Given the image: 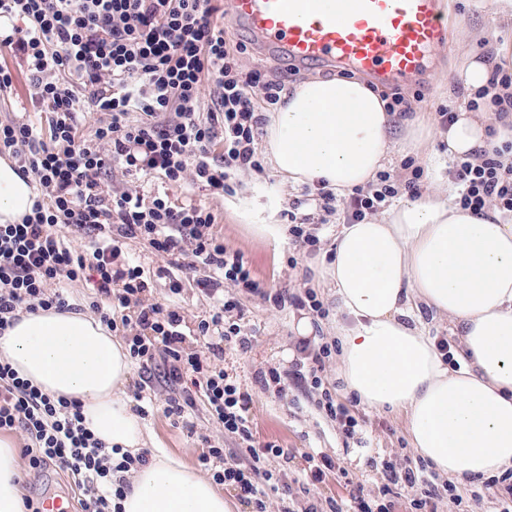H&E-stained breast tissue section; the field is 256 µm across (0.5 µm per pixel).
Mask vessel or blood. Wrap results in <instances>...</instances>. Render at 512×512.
Instances as JSON below:
<instances>
[{
  "mask_svg": "<svg viewBox=\"0 0 512 512\" xmlns=\"http://www.w3.org/2000/svg\"><path fill=\"white\" fill-rule=\"evenodd\" d=\"M231 21L267 55L383 84L422 75L448 34L439 0H232Z\"/></svg>",
  "mask_w": 512,
  "mask_h": 512,
  "instance_id": "obj_1",
  "label": "vessel or blood"
}]
</instances>
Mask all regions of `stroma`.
<instances>
[{"instance_id": "stroma-1", "label": "stroma", "mask_w": 512, "mask_h": 512, "mask_svg": "<svg viewBox=\"0 0 512 512\" xmlns=\"http://www.w3.org/2000/svg\"><path fill=\"white\" fill-rule=\"evenodd\" d=\"M462 22L484 30V37L474 44L473 50L488 61H495L501 45H512L511 26L494 22L489 13L476 9L474 0H454L448 14V40L434 54L427 81L404 83L395 88L383 86L380 94L388 99L396 91L408 97L421 92L439 104L455 107L466 104V93L461 85L455 84L453 74V55L462 37L458 25ZM245 63L263 68L268 78L281 80L289 89L308 78L333 79L344 73L338 66L330 69L291 66L253 51L246 56ZM1 64L14 68L16 74L12 95L0 98V119L24 111L36 126L47 127L49 115L32 105L29 80L25 73L16 70V60L10 51L0 49ZM111 185L118 192L160 195L178 205L192 203L210 210L215 217L213 233L243 255L256 279L263 284L265 292L261 295L225 285V293L236 296L243 309L241 332L248 336L249 342L246 347L225 350L220 366L250 396L249 420L256 439L284 448V455L271 458L269 465L284 476L293 498L302 504H315L319 512H329L334 501L347 507L356 490L368 495L384 484V473L372 467V459L392 456L400 469L417 460L404 418L356 404L353 410L363 421L360 437L345 440L336 422L318 409L319 390L298 385L295 380L296 365L305 357L303 338L297 330L301 318H308L311 334L323 336L329 342L336 339L339 319L336 297L333 289L321 282L320 275L345 222L342 211L311 210L320 246L314 251L299 250L293 247L290 238L270 236L257 229L258 224L269 218L278 224L287 223L288 211L304 190L303 185L285 182L272 166H265L260 173L239 172L233 180L232 193L223 196L214 194L206 184L189 179L168 182L117 173ZM179 278L180 294H170L167 282L159 280L151 282L149 296L171 301L191 325L208 316L213 301L200 290L198 273L185 269ZM309 290L322 302L324 315L293 305V297L305 295ZM271 367L282 375L281 389L263 388L258 381L261 372ZM164 372L165 365L161 362L148 370L132 366L125 387L127 395H134L139 388L146 395L141 419L146 426L148 445L167 448L194 467L199 466V457L207 444L235 450L234 441L225 438L223 428L211 418L204 405L188 410L181 422L167 415V400L172 390L164 381ZM319 451L344 458L350 471L349 481L338 480L330 472L321 483L311 484L304 456ZM20 485L23 495L33 502L55 494L69 502V512H80L79 493L69 475L58 467L51 465L36 471L28 462H21ZM456 486L463 496L462 505L443 499L437 501L435 512H495L497 488L480 480H460Z\"/></svg>"}]
</instances>
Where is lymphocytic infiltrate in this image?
<instances>
[{
	"label": "lymphocytic infiltrate",
	"instance_id": "lymphocytic-infiltrate-1",
	"mask_svg": "<svg viewBox=\"0 0 512 512\" xmlns=\"http://www.w3.org/2000/svg\"><path fill=\"white\" fill-rule=\"evenodd\" d=\"M214 0H0V47L11 51L26 72L32 103L52 117L48 131L23 116L0 122V154L13 159L22 178L38 190L32 212L18 224H0V336L21 313L70 310L63 291L51 283L81 280L91 274L97 300L90 308L111 331L121 333L131 359L148 366L163 359L166 377L181 386L169 399L168 415L184 417L204 402L224 434L235 440V454L211 445L201 463L216 483L232 489L249 512H268L270 493L283 486L282 476L267 461L283 448L258 443L248 419L249 397L216 360L225 349L245 346L234 321L237 300L222 297L216 310L188 328L170 303L149 299L142 265L125 262L128 239L148 240L166 256L153 276L168 280L172 293L180 283L174 270L206 269L200 285L213 296L225 284L261 293L239 251L213 234L212 212L195 205L176 206L161 196L111 193L101 176L120 169L125 176L170 182L193 176L217 194L229 191L237 172L262 171L258 140L268 112L274 111L284 87L261 70L244 71L245 42L232 43L214 20ZM213 106L200 114L203 87ZM262 99H255V89ZM472 111L503 113L512 108V69L496 66L489 84L469 93ZM101 112L93 139H83L79 116ZM224 152L213 157L215 140ZM505 148L489 145L474 157L453 159L448 177L454 201L473 215L488 206L512 217V162ZM401 181L379 172L369 190L346 198L322 190L321 209H342L348 223L364 221L390 201L417 197L424 175L413 160ZM84 234L87 248L67 246L61 228ZM203 349L187 350L188 336ZM21 432L31 468L52 463L67 471L80 492L81 512H122L127 475L146 464L143 453L107 446L84 425L79 400L53 397L18 376L0 356V431ZM386 484L372 498L356 496L357 512H390L395 485L413 488L410 512H428L434 501L452 495V482L437 483L424 463L397 469L383 462Z\"/></svg>",
	"mask_w": 512,
	"mask_h": 512
}]
</instances>
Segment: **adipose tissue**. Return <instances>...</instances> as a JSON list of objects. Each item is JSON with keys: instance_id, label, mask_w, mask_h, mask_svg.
<instances>
[{"instance_id": "ef3b65f1", "label": "adipose tissue", "mask_w": 512, "mask_h": 512, "mask_svg": "<svg viewBox=\"0 0 512 512\" xmlns=\"http://www.w3.org/2000/svg\"><path fill=\"white\" fill-rule=\"evenodd\" d=\"M483 30L465 29L455 81L487 85L490 65L470 51ZM400 138H393V128ZM512 142V113L492 117L459 108L448 130L397 117L357 78L309 79L270 115L264 149L293 184L342 194L373 183L395 144L430 167L472 155L490 138ZM446 143V151L435 143ZM34 188L0 159V224L30 213ZM334 288L341 350L337 372L368 406L403 414L411 444L441 473L481 479L512 469V224L497 208H459L445 184L397 201L387 215L345 225L325 268ZM457 328L456 366L445 365L425 332L421 309ZM21 378L84 406L85 427L112 447L139 452L145 427L124 386L125 345L76 311L21 314L0 337ZM15 442L0 437V512H23ZM123 512H232L213 483L167 449L149 451L129 479Z\"/></svg>"}]
</instances>
